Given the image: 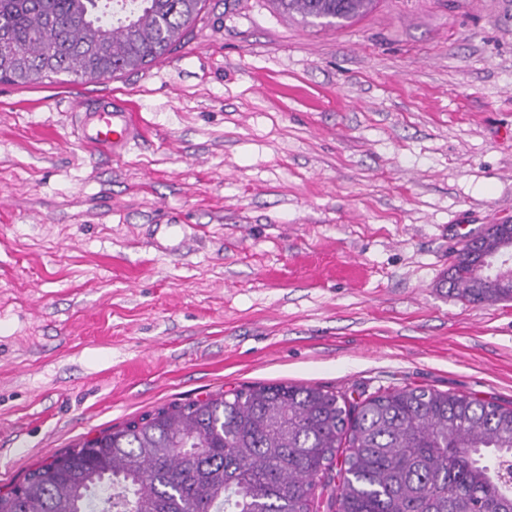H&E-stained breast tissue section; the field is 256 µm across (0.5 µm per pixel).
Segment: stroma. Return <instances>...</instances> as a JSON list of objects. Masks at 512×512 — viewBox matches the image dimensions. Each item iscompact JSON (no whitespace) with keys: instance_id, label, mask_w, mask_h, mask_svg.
<instances>
[{"instance_id":"1","label":"stroma","mask_w":512,"mask_h":512,"mask_svg":"<svg viewBox=\"0 0 512 512\" xmlns=\"http://www.w3.org/2000/svg\"><path fill=\"white\" fill-rule=\"evenodd\" d=\"M135 102L122 155L69 88ZM512 220V0L340 28L205 0L147 68L0 84V492L158 407L258 383L512 405V302L449 254ZM502 229L495 224L485 225L479 232L470 236L479 241L478 250L464 251L466 244L456 251L453 263L448 271V284L452 291L470 303L512 301L510 283H495L476 272L479 252L493 253L502 239ZM469 238V239H470Z\"/></svg>"}]
</instances>
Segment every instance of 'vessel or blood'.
<instances>
[{"mask_svg":"<svg viewBox=\"0 0 512 512\" xmlns=\"http://www.w3.org/2000/svg\"><path fill=\"white\" fill-rule=\"evenodd\" d=\"M71 108L78 116L74 128L77 140L95 151L121 154L140 134L132 102L102 96L93 108H86L79 100L73 101Z\"/></svg>","mask_w":512,"mask_h":512,"instance_id":"obj_1","label":"vessel or blood"}]
</instances>
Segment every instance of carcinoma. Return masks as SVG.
Instances as JSON below:
<instances>
[{
  "label": "carcinoma",
  "mask_w": 512,
  "mask_h": 512,
  "mask_svg": "<svg viewBox=\"0 0 512 512\" xmlns=\"http://www.w3.org/2000/svg\"><path fill=\"white\" fill-rule=\"evenodd\" d=\"M203 0H0V82L115 78L181 44ZM312 25L374 0H275ZM456 251L449 288L470 303L512 301L476 272L502 229ZM325 482L317 484L315 478ZM512 512V406L404 386L351 402L321 386L251 385L157 408L85 438L0 494V512Z\"/></svg>",
  "instance_id": "1"
}]
</instances>
